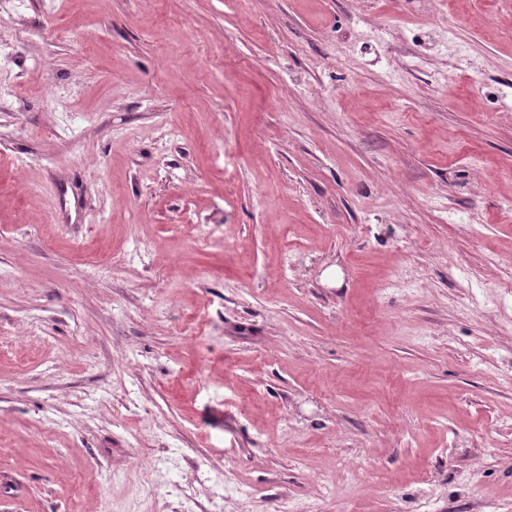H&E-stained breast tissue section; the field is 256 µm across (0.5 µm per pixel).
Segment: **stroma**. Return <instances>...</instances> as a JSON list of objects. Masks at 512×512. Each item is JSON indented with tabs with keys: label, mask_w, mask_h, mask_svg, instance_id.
<instances>
[{
	"label": "stroma",
	"mask_w": 512,
	"mask_h": 512,
	"mask_svg": "<svg viewBox=\"0 0 512 512\" xmlns=\"http://www.w3.org/2000/svg\"><path fill=\"white\" fill-rule=\"evenodd\" d=\"M512 512V0H0V512Z\"/></svg>",
	"instance_id": "35a3bbf8"
}]
</instances>
